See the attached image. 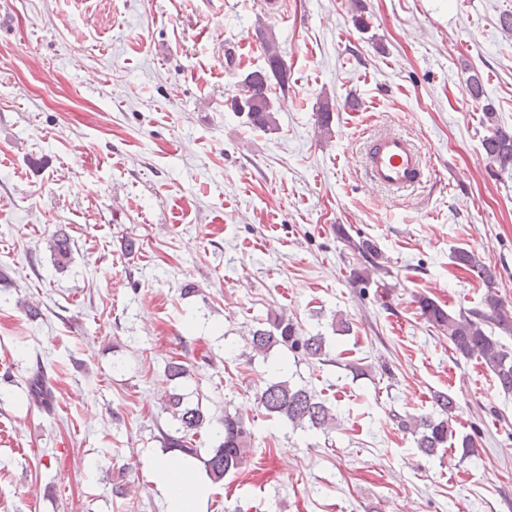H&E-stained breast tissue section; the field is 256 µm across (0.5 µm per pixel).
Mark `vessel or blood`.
Segmentation results:
<instances>
[{"label": "vessel or blood", "mask_w": 512, "mask_h": 512, "mask_svg": "<svg viewBox=\"0 0 512 512\" xmlns=\"http://www.w3.org/2000/svg\"><path fill=\"white\" fill-rule=\"evenodd\" d=\"M363 165L371 184L401 193L421 184L427 162L409 137L385 132L367 139Z\"/></svg>", "instance_id": "b4317fda"}]
</instances>
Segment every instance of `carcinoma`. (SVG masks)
Segmentation results:
<instances>
[{
  "label": "carcinoma",
  "instance_id": "obj_1",
  "mask_svg": "<svg viewBox=\"0 0 512 512\" xmlns=\"http://www.w3.org/2000/svg\"><path fill=\"white\" fill-rule=\"evenodd\" d=\"M266 56V67L247 74L245 80L262 75V85L247 96L235 94L230 99L234 112L246 113L249 123L264 131L277 129L270 97L271 87L276 85L283 90L288 87V70L275 40L266 28H255ZM484 120L493 125L491 135L482 141L483 150L489 164L498 166L502 172L512 169V133L503 130L498 124L497 114L489 106H484ZM332 110L329 103H322L317 109L316 125L322 135L332 134ZM48 249L54 261L61 266L72 255L70 235L61 227L51 232L47 239ZM354 250L363 259V267L357 278L368 282L371 275L384 269L380 262L382 255L377 246L369 240L353 244ZM454 263L469 274L480 279L487 287H492L497 277L496 269L488 264L478 252L459 248L454 252ZM417 303L422 315L436 328L444 331L452 350L457 355L482 360L493 374L497 387L506 394L512 393V348L503 339L512 337V306L495 294H486L485 308L447 312L441 305L426 296L418 297ZM248 344L251 352L265 355L276 347H284L295 357L310 361H325L330 355L328 339L321 333L301 336L293 320L284 314H274L250 330ZM26 397L30 404L50 408L53 402V386L44 366L36 362L35 368L26 379ZM257 406L267 417H282L294 428L316 430L327 433L335 428L336 415L326 400L305 386L290 383L280 377L266 384L256 397ZM165 409L174 421V434L166 437L168 447L175 448L185 455L197 452V439L203 431L213 425L212 418L199 406L184 400L182 394L172 392L165 396ZM435 413L426 415L395 416L401 428L411 434L416 447L422 453L433 456L445 448H459L461 455L469 457L474 453V440L468 435H459L453 426L457 407L455 397L448 393L434 394ZM216 435L219 444L205 459L206 471L215 482L245 464L246 455L252 442V432L238 416L224 412L218 421Z\"/></svg>",
  "mask_w": 512,
  "mask_h": 512
}]
</instances>
